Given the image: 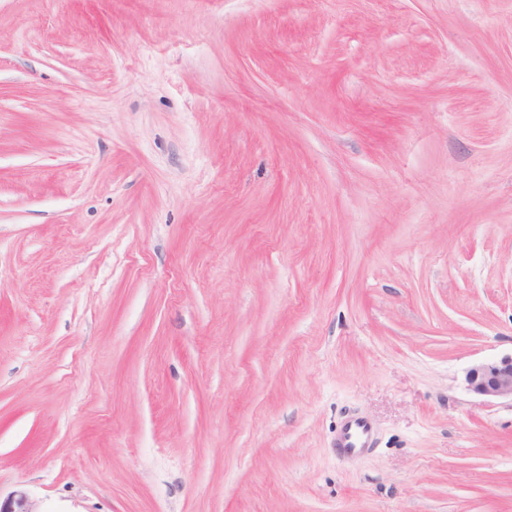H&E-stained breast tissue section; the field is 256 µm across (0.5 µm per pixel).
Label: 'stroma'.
I'll use <instances>...</instances> for the list:
<instances>
[{
    "label": "stroma",
    "instance_id": "1",
    "mask_svg": "<svg viewBox=\"0 0 512 512\" xmlns=\"http://www.w3.org/2000/svg\"><path fill=\"white\" fill-rule=\"evenodd\" d=\"M510 354L512 0H0L1 494L512 512ZM466 382L470 391L488 402H512V354L474 365L466 374ZM373 444V427L361 416H350L336 434V448L344 456L353 457L361 454Z\"/></svg>",
    "mask_w": 512,
    "mask_h": 512
}]
</instances>
